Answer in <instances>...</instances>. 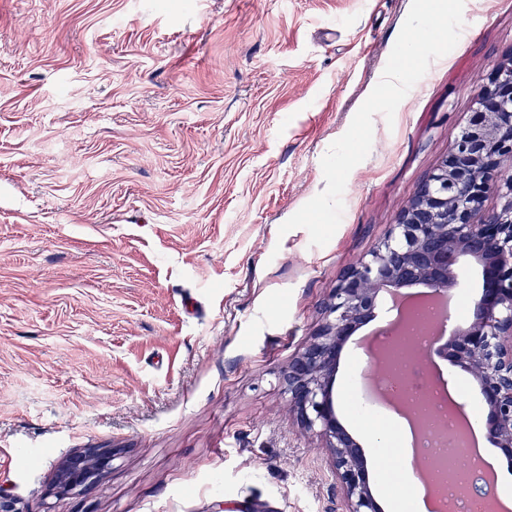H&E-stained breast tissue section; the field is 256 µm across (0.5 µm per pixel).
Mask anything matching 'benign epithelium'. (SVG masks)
Wrapping results in <instances>:
<instances>
[{"mask_svg": "<svg viewBox=\"0 0 512 512\" xmlns=\"http://www.w3.org/2000/svg\"><path fill=\"white\" fill-rule=\"evenodd\" d=\"M491 196L499 207L487 210ZM463 255L481 264V300L470 323L438 351L476 379L488 438L512 461V53L489 74L459 138L416 186L384 238L343 271L318 332L282 375L290 410L329 451L348 512L380 507L365 452L336 414L333 389L344 345L375 317L387 290L421 284L447 292ZM111 458L92 448L71 456L61 487L87 490Z\"/></svg>", "mask_w": 512, "mask_h": 512, "instance_id": "7a95c632", "label": "benign epithelium"}]
</instances>
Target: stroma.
I'll return each instance as SVG.
<instances>
[{
    "label": "stroma",
    "instance_id": "1",
    "mask_svg": "<svg viewBox=\"0 0 512 512\" xmlns=\"http://www.w3.org/2000/svg\"><path fill=\"white\" fill-rule=\"evenodd\" d=\"M0 0V490L19 512H346L289 359L447 155L512 0ZM414 45L409 82L383 86ZM336 387L393 418L358 378ZM86 448L84 494L54 485ZM421 11L415 15L414 20L418 25H425L436 18L447 19L448 14L454 11L455 0H424ZM86 448L69 458L60 474V485L64 490L82 492L90 488L93 476L107 468L112 461L111 451L107 454L93 453Z\"/></svg>",
    "mask_w": 512,
    "mask_h": 512
}]
</instances>
